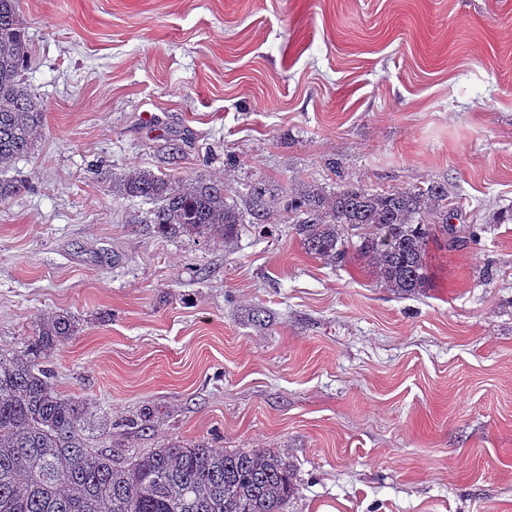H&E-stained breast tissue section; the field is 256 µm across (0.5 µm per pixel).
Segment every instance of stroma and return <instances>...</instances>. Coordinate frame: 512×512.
Returning <instances> with one entry per match:
<instances>
[{"label":"stroma","instance_id":"stroma-1","mask_svg":"<svg viewBox=\"0 0 512 512\" xmlns=\"http://www.w3.org/2000/svg\"><path fill=\"white\" fill-rule=\"evenodd\" d=\"M44 111L0 168V353L48 361L116 461L279 456L287 512H512V0H19ZM447 184L428 288L270 237L166 238L125 176ZM153 412L150 429L129 422Z\"/></svg>","mask_w":512,"mask_h":512}]
</instances>
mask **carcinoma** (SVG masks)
Instances as JSON below:
<instances>
[{
	"mask_svg": "<svg viewBox=\"0 0 512 512\" xmlns=\"http://www.w3.org/2000/svg\"><path fill=\"white\" fill-rule=\"evenodd\" d=\"M28 59L19 0H0V166L27 155L42 130L43 109L22 79ZM123 190L155 203L149 222L162 234L226 244L244 224L267 223L276 201L262 179L248 186L241 209L222 180L172 182L145 170ZM286 211L307 253L322 259L344 261L343 237L357 232L361 255L401 295L426 286L427 245L455 216L441 183L385 191L305 185ZM76 331L68 314L43 318L23 352L0 354V512H286L294 487L274 454L170 442L121 465L112 450L90 446L86 405L60 392L45 366Z\"/></svg>",
	"mask_w": 512,
	"mask_h": 512,
	"instance_id": "1",
	"label": "carcinoma"
}]
</instances>
